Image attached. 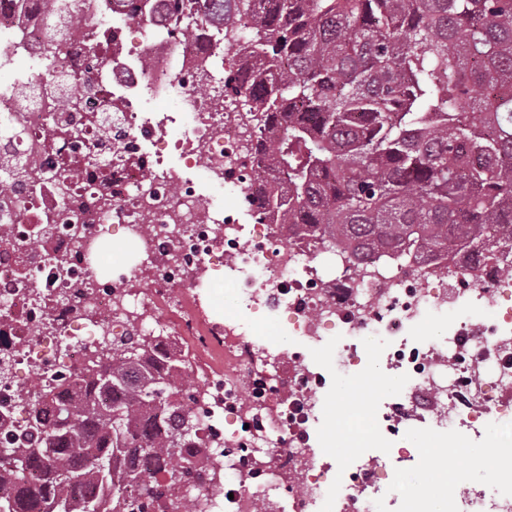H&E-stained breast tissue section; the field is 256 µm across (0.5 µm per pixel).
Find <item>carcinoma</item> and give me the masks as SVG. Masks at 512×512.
<instances>
[{"mask_svg":"<svg viewBox=\"0 0 512 512\" xmlns=\"http://www.w3.org/2000/svg\"><path fill=\"white\" fill-rule=\"evenodd\" d=\"M52 42L73 0H42ZM234 50L224 82L256 138L259 208L339 258L512 252V0H177ZM500 225L494 239L490 226ZM46 385L0 455V512H123L125 481L170 477L197 423L189 351L151 339ZM36 469L42 484H26Z\"/></svg>","mask_w":512,"mask_h":512,"instance_id":"obj_1","label":"carcinoma"}]
</instances>
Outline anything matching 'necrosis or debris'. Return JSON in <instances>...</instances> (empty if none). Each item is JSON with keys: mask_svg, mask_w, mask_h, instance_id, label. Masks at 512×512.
<instances>
[{"mask_svg": "<svg viewBox=\"0 0 512 512\" xmlns=\"http://www.w3.org/2000/svg\"><path fill=\"white\" fill-rule=\"evenodd\" d=\"M31 8L30 0H0V70L20 56L39 70L0 85V154L39 178L11 186L0 202V225L9 229L0 236V356L12 365L0 378V412L9 411L13 426L22 427L38 401L27 375L61 381L102 337L190 341L213 363L185 400L208 459L177 481L158 473L151 494L129 484L127 512H178L187 500L205 512H256L274 493L289 512H390L400 499L409 512H432L437 498L446 512H512V447L504 444L484 488L425 485L401 497L384 461L351 468L327 460L323 417L333 377L306 354L341 330L347 373L375 361L406 381L386 411L352 417V428L371 437L388 441L418 423L434 441L456 426L511 430L512 278L500 264H312L321 252L315 240L264 219L239 223L236 208L216 206L168 163L178 153L215 187L259 195L247 180L256 164L250 140L216 73L222 30L183 39L171 0L139 17L119 0H74L83 23L52 50ZM141 25L149 34L133 42ZM75 71L86 83L72 112L62 99ZM171 96L176 111L142 107ZM54 115L69 138L48 136ZM67 162L77 174L62 195L56 175ZM51 212L54 235L45 243L37 229ZM117 233L136 251L133 265L104 262ZM54 254L67 255L68 277L57 275ZM219 281L234 285L252 312L283 314L296 343L275 350L237 313L207 315L201 291ZM457 306L478 307V321L407 337L427 316Z\"/></svg>", "mask_w": 512, "mask_h": 512, "instance_id": "obj_1", "label": "necrosis or debris"}]
</instances>
